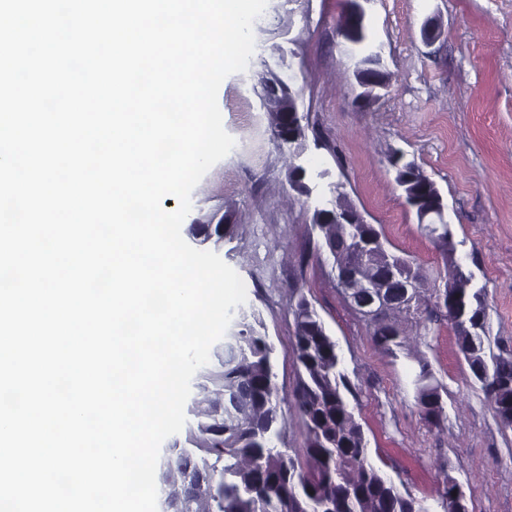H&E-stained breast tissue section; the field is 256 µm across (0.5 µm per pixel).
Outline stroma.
Listing matches in <instances>:
<instances>
[{
	"label": "stroma",
	"instance_id": "1",
	"mask_svg": "<svg viewBox=\"0 0 512 512\" xmlns=\"http://www.w3.org/2000/svg\"><path fill=\"white\" fill-rule=\"evenodd\" d=\"M347 0H269L245 71L218 92L233 150L191 193L190 218L227 215L217 250L241 277L246 311L275 348L277 383L293 393L290 304L304 294L334 337L355 386L356 414L371 459L401 491L434 502L443 476L464 489L471 512H512V429L495 419L473 382L448 322L427 336L407 326V348L391 355L335 288L333 259L312 222L316 197L294 191L293 160L273 138L256 90L280 76L294 89L313 136L303 160L320 174L318 195L342 183L387 247L417 260L429 279L463 264L486 290L490 349L512 355V0H368V28L382 46L387 95L363 112L350 47L340 34ZM435 21L441 35L426 41ZM415 161L440 190L455 250L443 254L408 207L390 163ZM427 361L446 416L427 426L413 376Z\"/></svg>",
	"mask_w": 512,
	"mask_h": 512
}]
</instances>
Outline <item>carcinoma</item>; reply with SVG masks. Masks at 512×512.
Returning a JSON list of instances; mask_svg holds the SVG:
<instances>
[{
    "label": "carcinoma",
    "instance_id": "carcinoma-1",
    "mask_svg": "<svg viewBox=\"0 0 512 512\" xmlns=\"http://www.w3.org/2000/svg\"><path fill=\"white\" fill-rule=\"evenodd\" d=\"M354 77L361 88L355 104L366 112L389 86L382 57L365 56ZM397 178L411 194L421 193L428 182L412 161L398 164ZM341 210L334 207L335 216L319 227L334 268L351 265L364 242L376 263L359 267V282H378L391 270L416 281L419 316L397 307L367 321L374 344L395 356L405 335L402 324H414L420 336L434 320H457L459 350L474 380L482 384L497 421L512 428V357L487 350L485 289L475 286L474 274L458 264L457 288L431 285L416 262L386 247L375 225L344 224ZM194 227L205 238L224 240L222 217L215 225L196 221ZM291 311L298 369L293 398L280 393L273 348L257 330L260 321L253 312L240 315L235 348L223 352L220 368L200 371L198 392L188 406L194 425L168 448L176 474L159 475L178 512H431L426 500L402 493L372 463L368 439L348 400L355 392L337 342L315 308L300 293ZM484 369L492 382L479 376ZM416 399L424 422L438 426L445 409L433 379L416 387ZM290 401L307 431L300 453L283 447L282 406ZM454 486L455 479L446 475L436 489L443 512H457Z\"/></svg>",
    "mask_w": 512,
    "mask_h": 512
}]
</instances>
